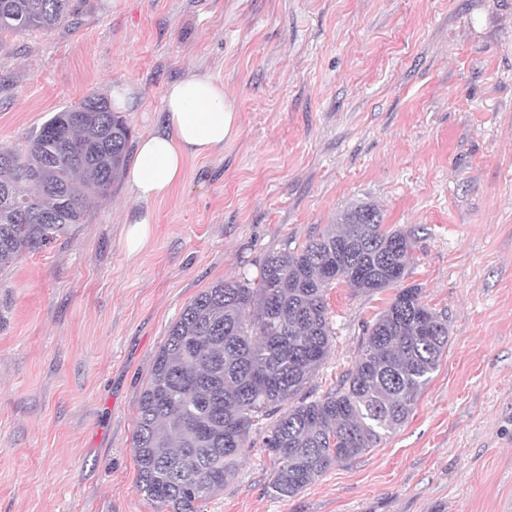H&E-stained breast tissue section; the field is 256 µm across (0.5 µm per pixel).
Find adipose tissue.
Instances as JSON below:
<instances>
[{
  "label": "adipose tissue",
  "mask_w": 512,
  "mask_h": 512,
  "mask_svg": "<svg viewBox=\"0 0 512 512\" xmlns=\"http://www.w3.org/2000/svg\"><path fill=\"white\" fill-rule=\"evenodd\" d=\"M164 110L162 128L137 141L127 173L133 195L143 202L166 197L180 182L188 157L223 148L239 130L234 101L223 84L206 74L192 73L171 83Z\"/></svg>",
  "instance_id": "adipose-tissue-1"
}]
</instances>
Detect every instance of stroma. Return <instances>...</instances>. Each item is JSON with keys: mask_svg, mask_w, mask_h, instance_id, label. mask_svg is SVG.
Returning a JSON list of instances; mask_svg holds the SVG:
<instances>
[{"mask_svg": "<svg viewBox=\"0 0 512 512\" xmlns=\"http://www.w3.org/2000/svg\"><path fill=\"white\" fill-rule=\"evenodd\" d=\"M68 23L0 34V145L123 94L134 137L169 83L205 73L239 111L171 193L125 181L69 238L0 272V512H157L132 450L172 323L359 201L414 235L405 285L448 320L412 414L294 497L251 431L206 512H512V0H76ZM155 217L129 254L123 229ZM393 290L339 284L309 391L336 388Z\"/></svg>", "mask_w": 512, "mask_h": 512, "instance_id": "obj_1", "label": "stroma"}]
</instances>
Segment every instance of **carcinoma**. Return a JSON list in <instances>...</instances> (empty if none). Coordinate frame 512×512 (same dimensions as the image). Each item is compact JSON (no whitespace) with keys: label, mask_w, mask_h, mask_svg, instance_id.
Instances as JSON below:
<instances>
[{"label":"carcinoma","mask_w":512,"mask_h":512,"mask_svg":"<svg viewBox=\"0 0 512 512\" xmlns=\"http://www.w3.org/2000/svg\"><path fill=\"white\" fill-rule=\"evenodd\" d=\"M74 0H0V33L49 32ZM132 132L89 95L54 113L25 147L0 146V271L86 223L112 194ZM413 239L361 202L296 251L268 255L254 278L218 281L185 306L158 351L137 406L138 489L161 512H205L236 471L250 431L278 462L268 489L294 497L333 463L378 447L401 425L448 346V320L408 286L365 326L340 384L306 387L335 335L327 291L392 288Z\"/></svg>","instance_id":"cac0c4a2"}]
</instances>
